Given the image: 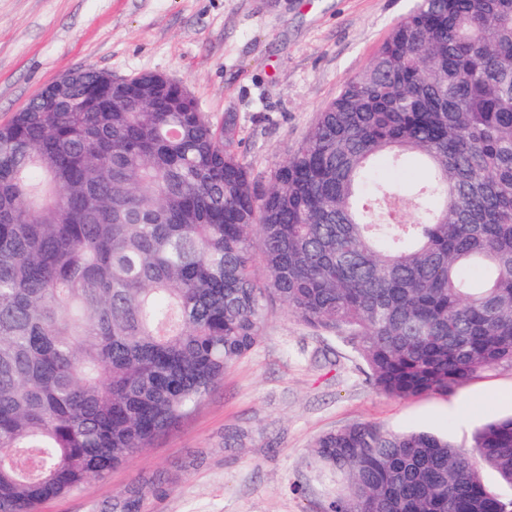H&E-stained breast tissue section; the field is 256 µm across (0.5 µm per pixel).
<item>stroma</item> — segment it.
Here are the masks:
<instances>
[{"instance_id":"35a3bbf8","label":"stroma","mask_w":512,"mask_h":512,"mask_svg":"<svg viewBox=\"0 0 512 512\" xmlns=\"http://www.w3.org/2000/svg\"><path fill=\"white\" fill-rule=\"evenodd\" d=\"M415 0H0V123L77 68L167 74L214 119L236 117L252 172L268 180ZM512 415V366L447 393L378 391L334 334L274 307L258 344L201 405L149 447L40 512H325L334 477L316 440L368 423L423 429L470 449Z\"/></svg>"}]
</instances>
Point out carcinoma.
Returning a JSON list of instances; mask_svg holds the SVG:
<instances>
[{
  "mask_svg": "<svg viewBox=\"0 0 512 512\" xmlns=\"http://www.w3.org/2000/svg\"><path fill=\"white\" fill-rule=\"evenodd\" d=\"M102 75L0 123V512L147 448L275 301L341 335L391 397L512 365V0H418L266 186L234 115L161 90L91 112ZM383 164L416 173L391 183ZM472 448L326 433L313 456L342 482L326 512H512L480 471L512 483V418Z\"/></svg>",
  "mask_w": 512,
  "mask_h": 512,
  "instance_id": "1",
  "label": "carcinoma"
}]
</instances>
